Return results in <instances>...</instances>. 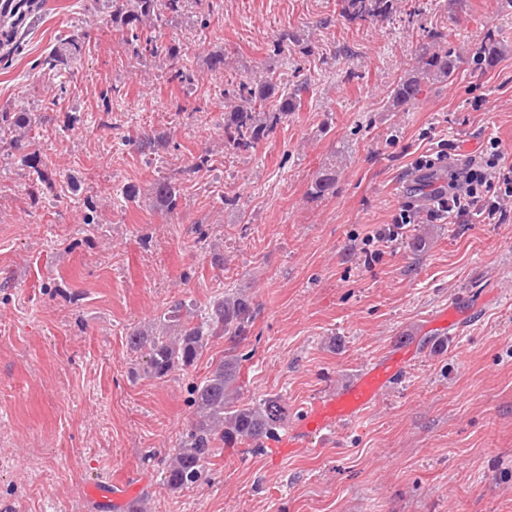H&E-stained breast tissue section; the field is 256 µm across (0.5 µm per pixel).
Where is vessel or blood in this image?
I'll return each instance as SVG.
<instances>
[{"instance_id": "obj_1", "label": "vessel or blood", "mask_w": 512, "mask_h": 512, "mask_svg": "<svg viewBox=\"0 0 512 512\" xmlns=\"http://www.w3.org/2000/svg\"><path fill=\"white\" fill-rule=\"evenodd\" d=\"M416 355V346L410 344L367 361L343 389L314 398L289 425L279 441L280 448L288 452L306 448L313 438L333 436L341 428L354 424L392 384L405 378ZM87 494L92 504L108 510L115 506L121 512L137 510L136 498L123 479L93 484Z\"/></svg>"}]
</instances>
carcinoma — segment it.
I'll return each instance as SVG.
<instances>
[{
    "label": "carcinoma",
    "instance_id": "cac0c4a2",
    "mask_svg": "<svg viewBox=\"0 0 512 512\" xmlns=\"http://www.w3.org/2000/svg\"><path fill=\"white\" fill-rule=\"evenodd\" d=\"M111 3L112 22L129 33L123 42L129 47L131 59L138 63L148 57H164L169 61V82L183 85L194 81L193 73L178 66L176 47L160 40L156 32L162 17L180 15L187 7V0H111ZM395 3L396 0H341L340 15L350 23L373 25L391 19L396 14ZM292 50L308 52L293 33L279 32L274 51L284 54ZM80 52L79 42L73 39L66 52H49L41 62V69L66 66ZM466 54L479 65L494 64L499 55L498 32L488 29L468 47ZM460 60L461 55L448 46V31L436 26L422 28L415 63L390 90L388 111L398 112L417 102L427 82H453ZM306 89L305 82L283 87L269 74L227 82L224 148L235 153L254 151L260 142L275 134L288 115L301 107V95ZM31 130L32 118L22 113L15 116L0 113V132L10 137L11 148L19 152L27 148ZM336 178V165L322 169L312 184V192L317 196L334 193ZM156 196L170 213H175L180 190L174 182H158ZM255 315L256 304L250 297L226 291L202 316L186 302L176 300L157 318L155 331L137 330L128 335L130 351L142 360V367H134L132 374L143 373L158 379L191 370L213 337H222L229 344L224 359L192 389L194 418L162 469L165 487L182 490L203 481L204 462L217 445L256 443L274 436L276 430L288 424V406L279 396L268 395L256 402H244L240 398L238 378L244 357L238 349L248 339Z\"/></svg>",
    "mask_w": 512,
    "mask_h": 512
}]
</instances>
